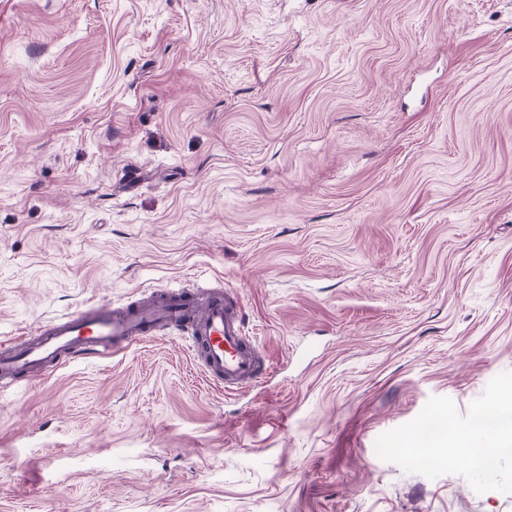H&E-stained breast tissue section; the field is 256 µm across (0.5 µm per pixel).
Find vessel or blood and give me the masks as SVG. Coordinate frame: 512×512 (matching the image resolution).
I'll use <instances>...</instances> for the list:
<instances>
[{"instance_id":"vessel-or-blood-1","label":"vessel or blood","mask_w":512,"mask_h":512,"mask_svg":"<svg viewBox=\"0 0 512 512\" xmlns=\"http://www.w3.org/2000/svg\"><path fill=\"white\" fill-rule=\"evenodd\" d=\"M167 329L187 332L206 378L225 391L255 385L268 368L257 340L247 334L238 296L224 290L204 298L181 286L154 290L147 303L99 304L37 324L23 340L0 346V384L42 378L71 355L113 357Z\"/></svg>"}]
</instances>
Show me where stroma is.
<instances>
[{"instance_id":"stroma-1","label":"stroma","mask_w":512,"mask_h":512,"mask_svg":"<svg viewBox=\"0 0 512 512\" xmlns=\"http://www.w3.org/2000/svg\"><path fill=\"white\" fill-rule=\"evenodd\" d=\"M178 283L266 378L16 381L0 512H512L414 439L512 396V0H0V342Z\"/></svg>"}]
</instances>
